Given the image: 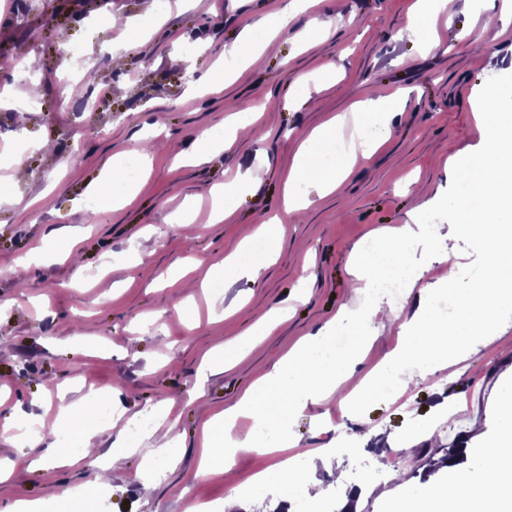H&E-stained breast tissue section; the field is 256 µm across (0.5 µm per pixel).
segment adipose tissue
<instances>
[{
    "instance_id": "1",
    "label": "adipose tissue",
    "mask_w": 512,
    "mask_h": 512,
    "mask_svg": "<svg viewBox=\"0 0 512 512\" xmlns=\"http://www.w3.org/2000/svg\"><path fill=\"white\" fill-rule=\"evenodd\" d=\"M387 105L383 98L370 102L363 122L358 124L355 136L348 142L345 156L337 161L334 171L320 180L319 192L334 191L350 174L353 159L359 155L368 156L376 142L385 137V130H370L368 121L375 113L384 111ZM480 111L493 117V130L486 150L479 156L455 159L453 165L469 174L464 198H478L484 202L479 213V235L486 246L484 272L481 278L471 282L462 297L453 288L455 273L451 270L436 277L434 282L421 285L415 296L416 310L400 327L397 347L366 376L356 391L357 397H365L384 378L392 379L398 391H406L415 379L405 374V360H413L433 373L444 370L462 356L476 327L498 325L505 315L512 313V230L501 221L503 214L512 211V118L504 116L500 92L493 87L484 89ZM335 147L336 136L327 126L313 130L304 139L284 192V203L289 211L295 212L307 205L301 187L309 175L311 152L326 156L333 153ZM430 236L428 225L404 224L372 233L371 239L378 245L377 253H367L363 245H356L359 279L371 297L366 308L341 309L336 319L361 323L362 344H369L376 338L377 332L371 326L372 316L386 305L383 296L372 292L376 275L393 269L407 244H427ZM438 285L445 287L448 304L456 311L455 323L450 327L433 324L427 312L429 300ZM324 341V336L318 335L298 343L287 358L258 381L253 393L207 421L197 477L210 474L219 453L216 428L232 433L242 419L280 434L279 440L273 442L246 439L243 450L275 453L291 448V440L281 435L286 421L302 415L309 405L329 397L352 377L356 364L361 361L357 355L348 361L313 359L312 350ZM269 395L274 396L276 409L267 407L265 398ZM498 399V407L489 416L497 427V436L483 450L478 477H471L464 470L456 471L449 484L433 488L424 498L397 497L390 512H512V497L506 493L507 488L512 487L511 382L500 386Z\"/></svg>"
}]
</instances>
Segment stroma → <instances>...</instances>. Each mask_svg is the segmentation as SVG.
Here are the masks:
<instances>
[{
	"label": "stroma",
	"mask_w": 512,
	"mask_h": 512,
	"mask_svg": "<svg viewBox=\"0 0 512 512\" xmlns=\"http://www.w3.org/2000/svg\"><path fill=\"white\" fill-rule=\"evenodd\" d=\"M290 0H26L14 9L0 0V89L20 95L8 62L36 55L40 97L25 123L0 107V412L37 418L59 428L61 400L76 401L97 390L115 391L114 411L143 419L172 401L171 437L180 455L170 467L139 435L130 455L101 471L116 430L92 440L97 457L73 467L31 468L38 449L0 437V465L11 474L0 482V512L16 499L44 502L46 512H186L190 502L223 506L229 493L255 502V512H274L277 494L256 489L254 477L271 469L277 455L240 451L195 479L207 415L236 404L260 376L287 356L306 335L317 333L343 306L364 308L368 298L352 272L355 246L370 231L434 219L429 247L407 253L415 270H442L456 262L455 288L464 292L468 271L483 266L478 234L452 233L463 218L454 206L458 171L453 156L481 154L471 133L481 89L488 84L512 96V24L501 23L490 0H447L444 8L415 19V0H318L295 14L291 28L311 29L312 44L268 40L264 23ZM131 21L151 44L150 53L124 46L113 16ZM330 19L325 31L314 18ZM501 26L495 50L463 46L461 29L474 20ZM416 38H403L414 21ZM266 43L260 67L242 65L226 87L208 84L210 71L226 66L224 51L243 40ZM206 41L202 56L185 45ZM437 48H429V41ZM80 44L87 57L88 87L108 88L105 106L80 109L62 82L68 66L61 43ZM310 76L309 86L298 85ZM393 98L380 122L385 143L353 166L340 188L310 191L300 214L285 212L284 186L302 140L356 102ZM264 112L254 140L197 159V137L223 128L226 118ZM146 155L139 179L120 207L111 201L90 209V184L131 151ZM77 162H70L71 154ZM247 181L232 197L223 222L211 220L217 191ZM279 217L274 258L257 279L224 272L245 226ZM32 260L24 278L8 274L18 259ZM222 281L223 293L210 282ZM188 309L178 317L177 307ZM288 318L255 349L223 372L202 375L211 351L256 334L269 308ZM389 310L373 319L380 334L355 372L363 377L396 346L398 324ZM410 393L370 394L356 405L343 384L325 402L290 420L286 431L300 448L326 444L335 429L361 421L369 438L325 467L305 473L300 492L318 502L361 489L359 512H389L393 498L423 495L449 483V449L466 453L458 464L476 471L484 443L496 428L486 419L498 389L512 380V314L493 341L473 339L468 356L447 370L411 369ZM460 402L435 439L424 433L443 400ZM416 436L413 453L401 445ZM153 460L151 489H143V461ZM397 459L406 485L386 467ZM101 487L94 501L71 493Z\"/></svg>",
	"instance_id": "obj_1"
}]
</instances>
